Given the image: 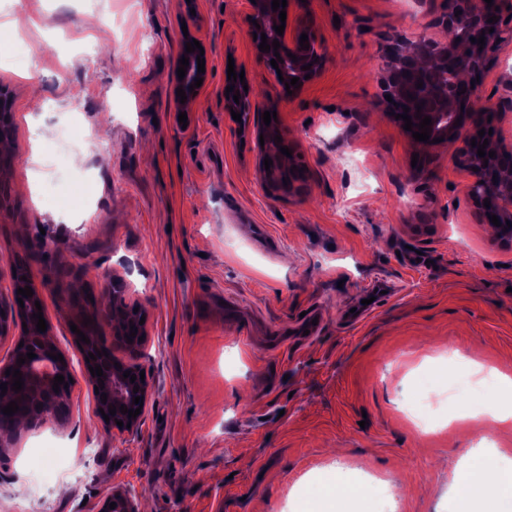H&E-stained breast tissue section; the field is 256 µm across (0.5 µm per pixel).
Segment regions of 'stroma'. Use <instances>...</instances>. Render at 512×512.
<instances>
[{
    "mask_svg": "<svg viewBox=\"0 0 512 512\" xmlns=\"http://www.w3.org/2000/svg\"><path fill=\"white\" fill-rule=\"evenodd\" d=\"M445 10L290 0L289 24L307 21L327 61L288 96L253 50L248 0H0V42L16 48L0 62L15 157L0 175V298L25 263L73 379L63 419L0 447V512H99L118 486L148 512H304L312 482L364 474L387 485L391 512H453L479 435L496 447L483 462L512 466V421L453 394L477 366L512 377V250L466 195L470 129L421 147L378 85L391 37H441ZM188 35L208 75L183 124ZM231 64L253 91L250 121L276 113L301 156L298 194L269 189L255 136L225 112ZM511 75L506 43L478 81L507 140L512 112L498 102ZM109 277L146 321L150 399L129 432L99 417L70 328L90 318L111 337ZM379 281L393 298L348 324ZM426 372L460 410L432 429L403 413ZM46 446L59 455L36 469Z\"/></svg>",
    "mask_w": 512,
    "mask_h": 512,
    "instance_id": "1",
    "label": "stroma"
}]
</instances>
